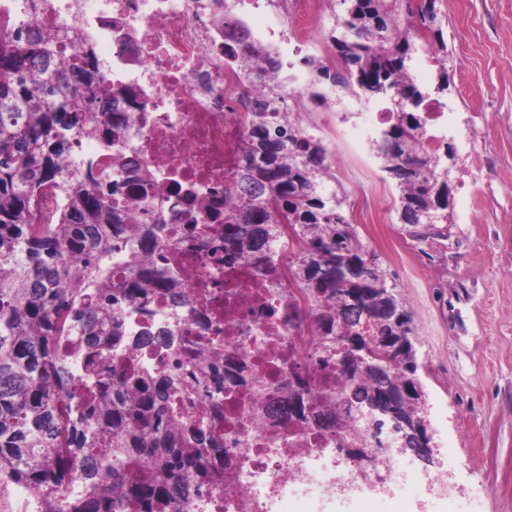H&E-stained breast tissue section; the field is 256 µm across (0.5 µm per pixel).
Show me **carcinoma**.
Returning <instances> with one entry per match:
<instances>
[{"instance_id":"carcinoma-1","label":"carcinoma","mask_w":512,"mask_h":512,"mask_svg":"<svg viewBox=\"0 0 512 512\" xmlns=\"http://www.w3.org/2000/svg\"><path fill=\"white\" fill-rule=\"evenodd\" d=\"M435 2L423 0L406 13L403 0H340L345 9L330 42L345 73L310 61L318 78L356 88L367 99L397 92L396 120L376 156L397 183L400 223L420 237L426 236L420 227L448 223L450 170L442 158H455L450 143L433 157L418 150L424 131L417 112L428 92L410 63L423 31L439 65L436 90L448 89V45ZM63 64L48 42L17 46L0 38V480L41 493L44 512H124L126 504L112 496L117 480L147 512H181L195 478L205 475L209 433L202 423L167 418L173 379L133 372L118 380L107 371L100 320L111 323L115 342L122 324L107 312L96 319L90 289L112 252L110 228L137 224L140 215L114 213L112 177L94 174L73 141L89 126L112 137V124L97 113L102 89L94 53L70 58L82 77L78 93L33 77ZM268 93L246 115L242 198L224 214V243L246 257L270 248L280 225L290 224L302 242L294 276L333 302L341 335L382 343L404 332L397 361L381 362L379 376L365 371L357 386L347 382L348 392L410 415L418 371L412 317L343 215L344 193L329 188L335 177L328 148L300 126L276 122L277 87L269 85ZM47 188L66 208L40 219L35 203ZM66 336L79 337L84 353L89 392L82 398L73 397V375L61 357ZM117 383L138 388L136 405L115 407L110 389ZM141 456L150 458L146 472L137 468Z\"/></svg>"}]
</instances>
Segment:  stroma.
Returning <instances> with one entry per match:
<instances>
[{"mask_svg":"<svg viewBox=\"0 0 512 512\" xmlns=\"http://www.w3.org/2000/svg\"><path fill=\"white\" fill-rule=\"evenodd\" d=\"M448 44V141L456 151L447 237L421 239L433 263L410 254L399 222V190L375 155L361 149L360 96L337 93L348 123L302 113V125L332 153L343 214L409 309L418 377L436 445L434 470L454 489L428 496L409 476L404 488L354 499L288 500L285 512H512V0H437ZM473 117L484 135L485 169L464 182L474 147L456 124ZM375 199L380 224H363L357 207Z\"/></svg>","mask_w":512,"mask_h":512,"instance_id":"obj_1","label":"stroma"}]
</instances>
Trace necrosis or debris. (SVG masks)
<instances>
[{
    "label": "necrosis or debris",
    "instance_id": "4bbe7bcc",
    "mask_svg": "<svg viewBox=\"0 0 512 512\" xmlns=\"http://www.w3.org/2000/svg\"><path fill=\"white\" fill-rule=\"evenodd\" d=\"M318 0H0V35L77 50L106 48L101 106L112 112L111 141L81 131L75 141L121 186L112 203L140 213L139 224L114 230L112 274L101 292L124 335L112 350L120 371L176 374L168 413L190 425L206 421L212 441L187 512H279L288 496L354 493L360 479L346 454L355 440L385 453L368 472L381 485L394 478L396 434H372L358 416L336 417L343 376L340 339L325 326L331 304L300 288L289 268L297 250L239 257L224 250V214L236 186L246 135L241 93L261 101L257 75L239 73L245 45L271 51L281 72V113L301 92L328 106L330 95L302 78L294 56L320 44ZM267 11L277 35L250 21ZM424 155L439 152L448 114L437 98L421 105ZM139 262H131V255ZM179 281L169 290L167 278Z\"/></svg>",
    "mask_w": 512,
    "mask_h": 512
}]
</instances>
